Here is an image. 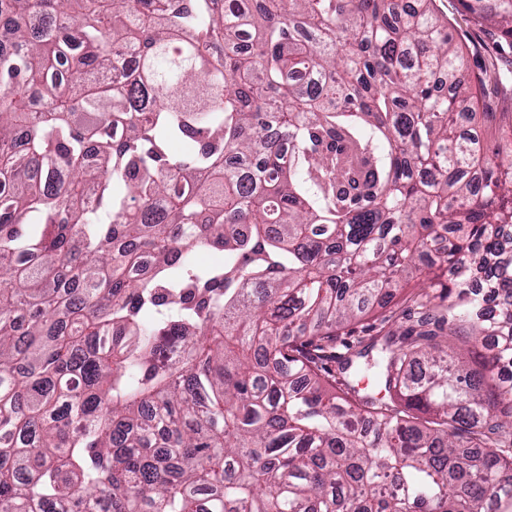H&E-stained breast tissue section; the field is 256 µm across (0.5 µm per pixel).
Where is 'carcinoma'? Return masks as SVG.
I'll use <instances>...</instances> for the list:
<instances>
[{"instance_id":"carcinoma-1","label":"carcinoma","mask_w":512,"mask_h":512,"mask_svg":"<svg viewBox=\"0 0 512 512\" xmlns=\"http://www.w3.org/2000/svg\"><path fill=\"white\" fill-rule=\"evenodd\" d=\"M434 2L0 0V512H512V90ZM486 125L492 129L503 126L504 129L499 132L500 134L497 133L495 137L490 138L488 141L503 144L504 139L505 141L506 139L512 140V112H489L486 118Z\"/></svg>"}]
</instances>
